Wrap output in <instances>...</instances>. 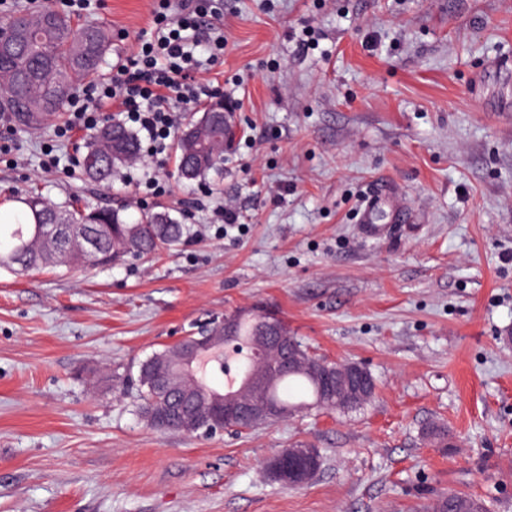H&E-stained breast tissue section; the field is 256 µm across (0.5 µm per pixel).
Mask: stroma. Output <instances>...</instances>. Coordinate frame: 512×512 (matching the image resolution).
Masks as SVG:
<instances>
[{"label": "stroma", "mask_w": 512, "mask_h": 512, "mask_svg": "<svg viewBox=\"0 0 512 512\" xmlns=\"http://www.w3.org/2000/svg\"><path fill=\"white\" fill-rule=\"evenodd\" d=\"M106 74L153 27L151 0H90ZM224 31L211 77L239 86L223 176L179 180L172 152L111 186L83 180L89 134L0 120L33 191L167 207L179 244L107 269H0V512H431L442 494L512 512V0H204ZM164 193L142 197L144 170ZM386 185L409 221L366 237L360 194ZM232 205L235 224H214ZM266 309L317 356L356 361L376 395L214 436L158 431L115 376L205 320ZM448 431L447 447L428 436ZM307 444L304 487L266 459Z\"/></svg>", "instance_id": "1"}]
</instances>
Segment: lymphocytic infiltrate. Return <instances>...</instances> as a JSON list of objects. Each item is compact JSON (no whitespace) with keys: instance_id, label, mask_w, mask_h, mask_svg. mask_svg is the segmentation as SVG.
<instances>
[{"instance_id":"obj_1","label":"lymphocytic infiltrate","mask_w":512,"mask_h":512,"mask_svg":"<svg viewBox=\"0 0 512 512\" xmlns=\"http://www.w3.org/2000/svg\"><path fill=\"white\" fill-rule=\"evenodd\" d=\"M170 0H155L154 27L140 50L118 65L109 81L90 82L71 102L68 127L93 129L103 105H118L126 121L136 125L157 153H164L175 128L178 105L212 98L217 90L210 82L196 79L201 62L196 56L201 7L169 12Z\"/></svg>"}]
</instances>
